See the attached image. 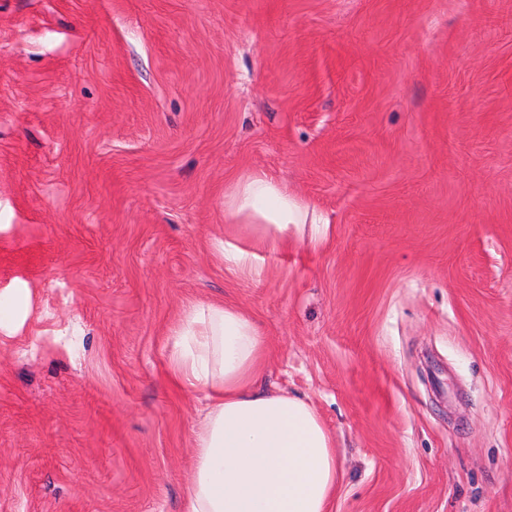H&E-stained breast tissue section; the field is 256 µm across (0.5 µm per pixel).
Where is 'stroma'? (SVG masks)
Segmentation results:
<instances>
[{"label": "stroma", "instance_id": "stroma-1", "mask_svg": "<svg viewBox=\"0 0 512 512\" xmlns=\"http://www.w3.org/2000/svg\"><path fill=\"white\" fill-rule=\"evenodd\" d=\"M327 231L209 249L224 188ZM0 512H182L191 302L336 440L331 512H512V0H0ZM317 222L314 211L297 201L288 187L263 174H250L225 188L224 235L213 237L210 245L226 270L259 279L266 273L260 251L288 249L306 224L311 228L309 240L317 242ZM234 238L247 244H234ZM31 313V290L2 288L0 290V343L10 339L25 325Z\"/></svg>", "mask_w": 512, "mask_h": 512}]
</instances>
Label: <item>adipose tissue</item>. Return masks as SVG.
I'll use <instances>...</instances> for the list:
<instances>
[{
    "instance_id": "adipose-tissue-1",
    "label": "adipose tissue",
    "mask_w": 512,
    "mask_h": 512,
    "mask_svg": "<svg viewBox=\"0 0 512 512\" xmlns=\"http://www.w3.org/2000/svg\"><path fill=\"white\" fill-rule=\"evenodd\" d=\"M317 222L285 185L250 174L226 187L224 233L210 245L226 270L259 279L261 251L287 248ZM30 313V289L0 290L1 337L13 338ZM267 355L258 322L234 303L189 304L171 329V379L207 398L193 428L184 512H330L334 437L303 398L259 389Z\"/></svg>"
}]
</instances>
